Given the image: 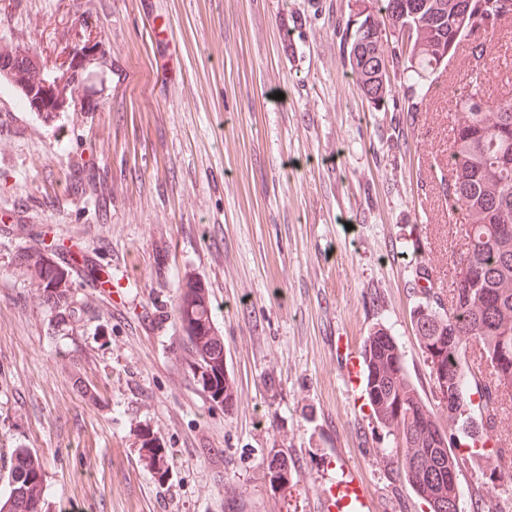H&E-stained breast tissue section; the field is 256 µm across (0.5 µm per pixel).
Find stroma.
Here are the masks:
<instances>
[{
	"label": "stroma",
	"instance_id": "stroma-1",
	"mask_svg": "<svg viewBox=\"0 0 512 512\" xmlns=\"http://www.w3.org/2000/svg\"><path fill=\"white\" fill-rule=\"evenodd\" d=\"M352 5L0 0V51L98 58L52 120L0 85V477L35 449L50 512H321L345 472L371 512H429L344 352L386 327L433 398L412 251L438 237L453 106L371 110L345 64ZM35 252L70 272L66 315L21 262ZM187 276L216 309L227 410L185 364ZM143 430L166 474L143 463ZM491 455L464 456L463 512H512Z\"/></svg>",
	"mask_w": 512,
	"mask_h": 512
}]
</instances>
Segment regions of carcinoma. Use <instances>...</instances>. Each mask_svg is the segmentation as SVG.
Wrapping results in <instances>:
<instances>
[{
	"instance_id": "obj_1",
	"label": "carcinoma",
	"mask_w": 512,
	"mask_h": 512,
	"mask_svg": "<svg viewBox=\"0 0 512 512\" xmlns=\"http://www.w3.org/2000/svg\"><path fill=\"white\" fill-rule=\"evenodd\" d=\"M468 2L354 0L345 23L346 60L360 92L369 82H377L379 96L371 101L374 109L385 108L408 91L407 111L416 115L429 111V91L418 93L414 85L445 70L455 57L474 62L471 72L477 78H490L497 35L506 27L512 34V13L494 15L484 27L491 36L480 43L468 42ZM370 19L376 25L398 19L408 25L409 54L392 58V43L372 39L369 30L363 29ZM367 56L391 59V72L374 77L363 64ZM0 84L12 87L30 109L48 116L67 111L64 103L71 101L65 73L51 74L37 57L26 62L22 71L1 66ZM454 106L448 170L440 177L439 189L451 217L465 226V238L454 253L455 285L445 292L432 282L429 252L415 258V274L427 282L421 287L427 314L416 325L422 354L429 357V349L435 346L448 350V337H455L457 365L446 369V376L456 406L441 412L423 398L388 329H373L361 350L363 391L371 415L392 437L408 484L430 512H443L448 498L460 495L459 484L450 486L444 478L448 468H461L462 458L452 451L458 446L455 432H461L468 447L483 448L491 442L497 457L512 454V425L503 416L512 413V101L477 99L463 91L455 96ZM24 262L41 280L48 304L59 314L66 313L69 271L40 253L26 255ZM175 311L189 348L187 366L199 364L198 382L214 403L231 408L236 387L224 371V342L215 326L207 288L191 277L182 279ZM475 393L480 420L468 432L465 425L472 420L471 395ZM140 451L146 466L162 469L164 454L157 438L140 436ZM45 470L46 462L34 449H14L0 512H46Z\"/></svg>"
}]
</instances>
